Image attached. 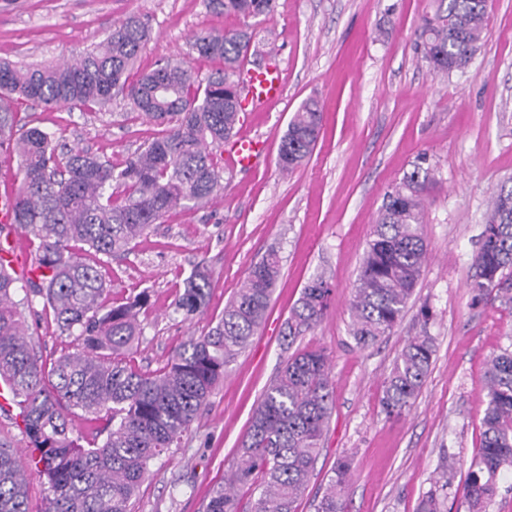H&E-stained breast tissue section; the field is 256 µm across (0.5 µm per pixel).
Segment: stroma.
<instances>
[{
	"label": "stroma",
	"mask_w": 512,
	"mask_h": 512,
	"mask_svg": "<svg viewBox=\"0 0 512 512\" xmlns=\"http://www.w3.org/2000/svg\"><path fill=\"white\" fill-rule=\"evenodd\" d=\"M437 6V0H277L271 15L246 20L213 14L204 0H0V59L76 57L101 42L115 21L139 13L151 20L139 72L189 59L196 31L247 28L254 32L255 63H278L283 73L282 99L242 113L237 125L240 134L266 141V159L248 172L225 167L214 205L171 210L128 254L82 255L108 284V303L149 290L133 360L151 372L221 316L268 248L282 257L266 320L179 447L155 462L132 512H203L289 354L282 331L290 311L319 275L333 286L328 312L295 345L326 350L334 408L297 512H315L344 456L353 459L350 512H417L447 457L455 461L448 512H468L459 488L481 444L486 363L512 342V303L473 302L470 288L491 200L512 176V0H489L480 50L465 71L445 77L415 51L420 18ZM311 97L325 107L320 136L305 164L282 172L280 140ZM31 123L117 166L160 134L120 98L101 111L17 108L16 127ZM422 155L434 170L422 201L428 257L402 321L361 350L349 335L350 301L371 228L385 192ZM197 265L210 276V299L204 315L186 322L173 304ZM424 305L426 321L419 314ZM27 320L43 357L72 349L71 337L60 335L42 310ZM423 331L436 346L429 375L409 412L386 418L383 382L405 342Z\"/></svg>",
	"instance_id": "obj_1"
}]
</instances>
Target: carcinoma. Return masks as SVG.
<instances>
[{"mask_svg": "<svg viewBox=\"0 0 512 512\" xmlns=\"http://www.w3.org/2000/svg\"><path fill=\"white\" fill-rule=\"evenodd\" d=\"M445 7L422 17L418 49L435 74L464 69V54L476 52L488 0H441ZM216 14L257 18L271 14L276 0H206ZM150 19L130 13L91 51L46 66L19 67L0 60V135L13 129L15 107L104 108L121 95L162 135L139 147L117 167L87 150L68 148L54 134L28 127L9 145L21 183L13 197V223L36 243L37 278L16 274L0 256V380L9 384L24 418V432L38 458L23 466L13 449L0 445V512H28L27 485L47 484L44 512H131L130 504L151 465L176 448L206 407L224 371L263 323L281 273V256L270 248L252 265L224 312L190 340L170 363L143 372L131 355L143 336L137 309L142 291L126 303L106 307V282L76 249L107 257L128 252L171 209L205 208L224 189L214 148L234 136L240 92L236 79L252 46V33L203 29L190 40L191 54L220 68L199 77L187 61L168 62L132 77L150 38ZM314 98L294 113L281 138L277 164L292 172L311 156L323 121ZM433 179L426 157L384 194L362 260L351 302L350 335L367 347L399 323L415 293L427 245L421 232L422 193ZM471 291L477 301L512 302V178L501 184L486 219ZM211 283L200 268L184 279L174 312L191 321L203 313ZM332 284L319 275L306 284L284 338L292 344L324 317ZM76 348L47 363L27 337L26 313L36 300ZM434 355L424 334L407 340L384 381L380 403L399 417L420 391ZM329 358L297 349L254 409L234 468L215 486L205 512H296L320 454L333 406ZM487 408L481 445L458 489L470 512H487L500 477L512 474V347L487 362ZM80 410L103 416L111 428L102 444H80L69 415ZM352 462L339 459L315 512H347ZM422 495L418 512H443L438 492Z\"/></svg>", "mask_w": 512, "mask_h": 512, "instance_id": "carcinoma-1", "label": "carcinoma"}]
</instances>
